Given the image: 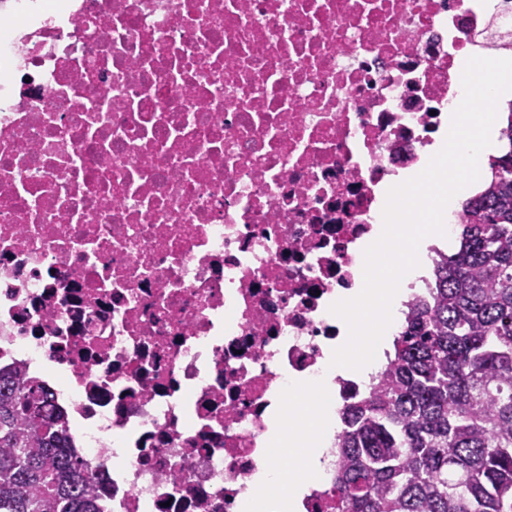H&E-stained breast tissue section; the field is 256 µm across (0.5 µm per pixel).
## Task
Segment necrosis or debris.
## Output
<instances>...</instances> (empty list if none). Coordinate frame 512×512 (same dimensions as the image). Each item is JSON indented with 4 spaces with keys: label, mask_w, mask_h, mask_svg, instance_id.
<instances>
[{
    "label": "necrosis or debris",
    "mask_w": 512,
    "mask_h": 512,
    "mask_svg": "<svg viewBox=\"0 0 512 512\" xmlns=\"http://www.w3.org/2000/svg\"><path fill=\"white\" fill-rule=\"evenodd\" d=\"M512 49V0H0V364L101 512H246L390 176ZM295 512H333L336 449Z\"/></svg>",
    "instance_id": "1"
}]
</instances>
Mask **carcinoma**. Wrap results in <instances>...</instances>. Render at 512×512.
Wrapping results in <instances>:
<instances>
[{"label":"carcinoma","mask_w":512,"mask_h":512,"mask_svg":"<svg viewBox=\"0 0 512 512\" xmlns=\"http://www.w3.org/2000/svg\"><path fill=\"white\" fill-rule=\"evenodd\" d=\"M500 141L457 250L342 408L336 512H512V100ZM44 401L0 368V512H100L66 414Z\"/></svg>","instance_id":"1"}]
</instances>
